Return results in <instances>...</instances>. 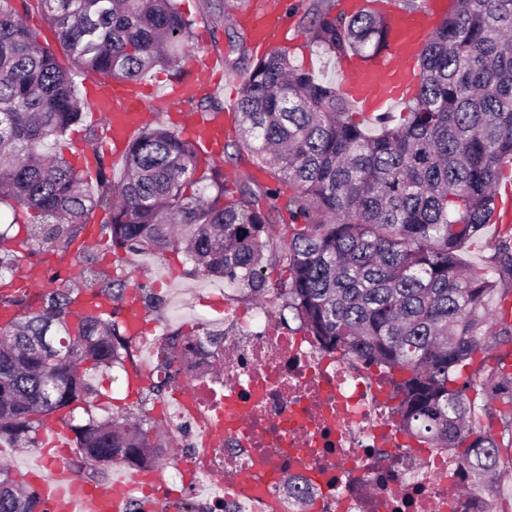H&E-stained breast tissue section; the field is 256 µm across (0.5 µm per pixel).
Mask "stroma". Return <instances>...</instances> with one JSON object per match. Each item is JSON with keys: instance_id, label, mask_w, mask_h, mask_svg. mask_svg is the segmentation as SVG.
Wrapping results in <instances>:
<instances>
[{"instance_id": "35a3bbf8", "label": "stroma", "mask_w": 512, "mask_h": 512, "mask_svg": "<svg viewBox=\"0 0 512 512\" xmlns=\"http://www.w3.org/2000/svg\"><path fill=\"white\" fill-rule=\"evenodd\" d=\"M11 2L18 7L24 23L40 43L53 50L63 66H70L71 61L39 0ZM177 3L180 11L195 24L192 57L220 59L233 80L245 81L262 55L253 42L245 14L250 0H177ZM306 9L303 2L288 5L287 47L296 64L312 70L325 81L337 82L336 57L311 43L309 30L313 18ZM109 219L108 212L94 211L89 221L91 237L86 241V249L96 259L98 267L109 274L126 278L132 284L151 285L158 300L155 307L146 311L149 324L159 326L166 333L178 331L185 336H200L207 330L223 329L227 299H236L245 306L250 304L251 297L242 288L219 278L192 274L190 264L180 251H147L117 259L108 236L101 231L102 224ZM89 378L101 393L96 402L97 415H113L138 407L136 395L126 388L121 368L93 371Z\"/></svg>"}]
</instances>
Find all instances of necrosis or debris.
Wrapping results in <instances>:
<instances>
[{
	"label": "necrosis or debris",
	"instance_id": "1",
	"mask_svg": "<svg viewBox=\"0 0 512 512\" xmlns=\"http://www.w3.org/2000/svg\"><path fill=\"white\" fill-rule=\"evenodd\" d=\"M270 316L268 304L226 301L221 345L192 344L178 362L172 506L185 490L202 512H292L285 485L295 478L310 512H480L450 496L462 472L446 450L399 447L383 373L353 371ZM223 348L235 356L211 376ZM390 445L396 453L379 458ZM228 472L244 484L225 483Z\"/></svg>",
	"mask_w": 512,
	"mask_h": 512
}]
</instances>
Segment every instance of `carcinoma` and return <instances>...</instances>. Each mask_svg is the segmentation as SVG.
<instances>
[{"label": "carcinoma", "instance_id": "obj_1", "mask_svg": "<svg viewBox=\"0 0 512 512\" xmlns=\"http://www.w3.org/2000/svg\"><path fill=\"white\" fill-rule=\"evenodd\" d=\"M75 70L62 69L10 0H0V203L33 215L27 252L0 232V447H38L46 415L83 408L76 465L99 485L112 465L147 469L169 434L143 413L98 418L86 370L124 366L133 335L119 319L129 295L154 297L125 278L87 269L85 294L54 272L30 296L15 271L43 248L80 242L88 217L114 254L183 247L192 272L268 295L305 334L390 378L395 425L418 443L454 452L467 498L496 512L512 488V223L498 193L512 184V0H448L417 61L406 111L366 119L336 85L296 65L286 48L257 59L228 146L272 184L229 180L195 144L144 125L123 154V175L96 178L44 152L89 107L75 75L130 82L156 67L181 79L192 21L176 0H40ZM311 0L312 40L370 60L386 47L387 14L356 5L338 15ZM290 231L279 244L277 225ZM487 242L485 267L461 248ZM288 278L271 283L265 265ZM170 359L192 338L168 335ZM165 382L138 388L168 394ZM0 512H46L39 496L0 465Z\"/></svg>", "mask_w": 512, "mask_h": 512}]
</instances>
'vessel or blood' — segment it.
<instances>
[{
  "label": "vessel or blood",
  "instance_id": "b4317fda",
  "mask_svg": "<svg viewBox=\"0 0 512 512\" xmlns=\"http://www.w3.org/2000/svg\"><path fill=\"white\" fill-rule=\"evenodd\" d=\"M439 0H421L411 12L390 10L391 36L387 49L370 64H339V88L349 98L354 109L365 118H372L389 108L408 101L419 82L414 68L417 55L441 19ZM286 15L282 0H270L266 12L255 14L253 38L263 50L275 49V39L283 34ZM220 60L211 59L197 65L199 81L177 85L168 93L172 102L189 99L192 92L205 89L211 73L217 71ZM93 110L104 118L109 131L106 147L120 155L127 141L146 117L140 86L121 79L94 86ZM199 150L218 156L224 143V124L214 119H198L183 127ZM48 431L41 448L40 463L26 471L24 478L38 492L46 512H123L125 490L133 481L126 473L114 481L111 488L89 490L61 461L59 451L69 432L59 418H44Z\"/></svg>",
  "mask_w": 512,
  "mask_h": 512
}]
</instances>
